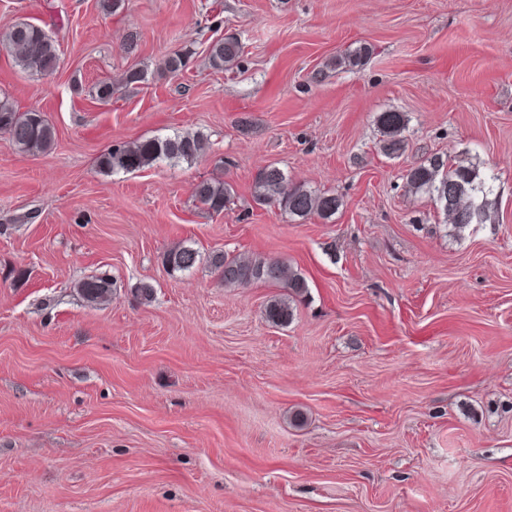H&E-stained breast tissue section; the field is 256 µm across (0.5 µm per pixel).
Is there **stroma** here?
I'll use <instances>...</instances> for the list:
<instances>
[{"label":"stroma","instance_id":"1","mask_svg":"<svg viewBox=\"0 0 512 512\" xmlns=\"http://www.w3.org/2000/svg\"><path fill=\"white\" fill-rule=\"evenodd\" d=\"M20 21L58 63L31 76L0 49V97L55 141L0 134V512H512V0H0V35ZM224 36L244 52L217 71ZM383 112L407 119L400 158ZM196 131L194 162L97 168ZM434 158L485 181V223L452 235L408 192ZM272 163L339 210L256 204ZM214 179L235 189L219 215L194 199ZM178 245L285 261L308 293L272 324L281 288L170 271ZM0 132L7 135L16 151L37 155L49 150L55 130L44 112L19 111L8 99L0 101ZM382 136L381 151L389 158H398L406 150V139L402 132L406 127L405 115L401 112H383L378 116ZM77 287L87 301L95 304L108 301L112 295V283L104 278L83 279Z\"/></svg>","mask_w":512,"mask_h":512}]
</instances>
